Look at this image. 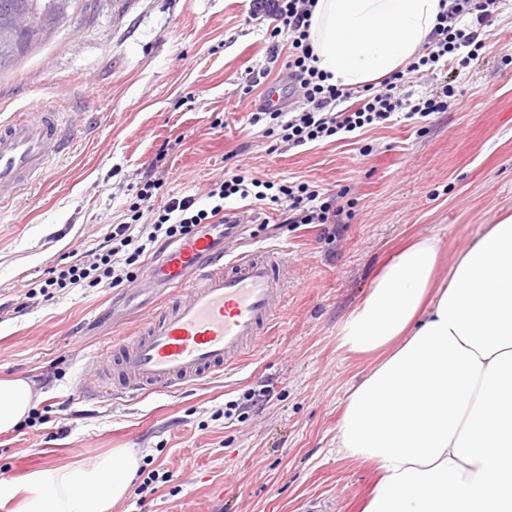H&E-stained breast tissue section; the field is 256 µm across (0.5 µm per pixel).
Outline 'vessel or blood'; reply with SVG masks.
Wrapping results in <instances>:
<instances>
[{"mask_svg": "<svg viewBox=\"0 0 512 512\" xmlns=\"http://www.w3.org/2000/svg\"><path fill=\"white\" fill-rule=\"evenodd\" d=\"M69 135L43 110L0 122V200L40 179ZM228 226L206 224L150 263L131 284L137 293L164 288L168 300L137 335L103 348L78 388L109 400L139 392H173L245 365L283 311L288 262L277 249L228 257Z\"/></svg>", "mask_w": 512, "mask_h": 512, "instance_id": "vessel-or-blood-1", "label": "vessel or blood"}]
</instances>
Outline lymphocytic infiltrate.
Here are the masks:
<instances>
[{"label":"lymphocytic infiltrate","mask_w":512,"mask_h":512,"mask_svg":"<svg viewBox=\"0 0 512 512\" xmlns=\"http://www.w3.org/2000/svg\"><path fill=\"white\" fill-rule=\"evenodd\" d=\"M447 2L418 61L385 77L379 84L353 90L327 83L315 65L308 34L315 0H251L252 14L266 15L274 21L272 42L267 48L268 63L284 61L288 77L301 91L305 106L285 117L277 111L256 110L248 119L249 125L265 118L273 120L281 140L299 147L337 136L353 140L364 129L390 122L397 116L412 121L448 111L454 96L449 86L418 99L412 98L406 88L419 77L421 68L443 71L461 54L467 60H476L484 46L480 29L487 26L495 13L497 0ZM283 35L288 38L284 44L279 41ZM260 185L258 179L233 175L215 183L210 190V197L216 200L210 209L197 208L195 198L190 196L173 198L146 228L139 224L141 204L163 186L157 179L146 181L136 195V203L129 207L130 223L113 225L110 235L95 250L82 253L70 265L48 270L39 284V292L49 300L57 288H114L134 282L144 270L146 256L154 254L157 243L183 239L202 224L216 220L227 223V214L238 201L268 199L284 204V221L288 224H332L341 214L332 201L321 200L319 191L310 189L308 184H282L273 195L261 191Z\"/></svg>","instance_id":"lymphocytic-infiltrate-1"}]
</instances>
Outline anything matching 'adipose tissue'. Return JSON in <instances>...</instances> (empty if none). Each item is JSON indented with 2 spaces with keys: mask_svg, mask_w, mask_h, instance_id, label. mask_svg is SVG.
Wrapping results in <instances>:
<instances>
[{
  "mask_svg": "<svg viewBox=\"0 0 512 512\" xmlns=\"http://www.w3.org/2000/svg\"><path fill=\"white\" fill-rule=\"evenodd\" d=\"M442 0H318L309 40L330 84L357 87L421 55ZM422 238L387 263L345 322L341 345L378 362L352 390L336 443L381 478L363 512H512V215L440 273ZM41 394L0 379V433ZM140 458L115 448L88 465L44 467L21 488V512H112Z\"/></svg>",
  "mask_w": 512,
  "mask_h": 512,
  "instance_id": "obj_1",
  "label": "adipose tissue"
}]
</instances>
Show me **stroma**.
<instances>
[{
    "label": "stroma",
    "mask_w": 512,
    "mask_h": 512,
    "mask_svg": "<svg viewBox=\"0 0 512 512\" xmlns=\"http://www.w3.org/2000/svg\"><path fill=\"white\" fill-rule=\"evenodd\" d=\"M52 34L0 73V119L44 107L73 135L17 210L0 209V378L33 381L32 425L0 434V480L88 464L114 448L140 455L144 493L113 512H362L379 479L372 462L336 446L350 389L374 358L341 347L343 326L382 266L435 237L444 262L483 225L512 215V0H501L477 60L420 91L451 85L452 111L366 129L357 142L290 147L248 125L265 85L287 83L266 60L270 19L249 0H60ZM269 68L265 85L251 71ZM173 141L162 166L159 146ZM304 181L334 196L337 224H281L263 208L254 247L284 249L283 319L247 365L172 393L81 397L73 381L102 346L133 335L162 297L126 287L67 288L23 309L26 286L95 249L129 222L147 174L159 201L195 196L238 171ZM261 407H246L260 383Z\"/></svg>",
    "instance_id": "obj_1"
}]
</instances>
